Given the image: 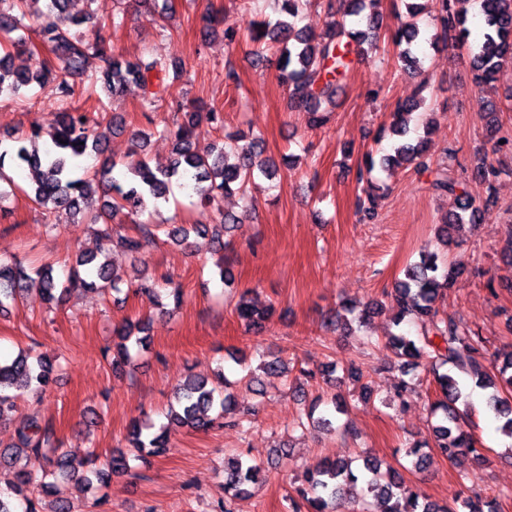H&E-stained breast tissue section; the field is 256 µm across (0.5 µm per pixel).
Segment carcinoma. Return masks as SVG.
I'll return each mask as SVG.
<instances>
[{
	"label": "carcinoma",
	"instance_id": "cac0c4a2",
	"mask_svg": "<svg viewBox=\"0 0 512 512\" xmlns=\"http://www.w3.org/2000/svg\"><path fill=\"white\" fill-rule=\"evenodd\" d=\"M76 0H0V41L13 48L27 49V42L18 31L24 20L37 23L36 34L52 58L43 60L31 69L15 65L11 52L0 54V92L18 95L33 83L44 86L54 84L62 98L74 94L68 75L76 72L88 59L98 60L91 75L93 86L117 95L130 84L138 85L150 102L159 101L167 91L166 80L182 72V64L167 61L149 54L133 60L114 53L108 42L101 38L89 39L71 32L55 21L58 15L67 14L74 25L93 20L90 11L70 13ZM302 0H282V17L274 22L250 21L240 30H218L216 16L203 18L206 35L222 32L225 41L232 45L245 40L259 43L268 39L282 45L280 50L279 79L288 88L289 107L309 115L313 125H323L329 120L328 107L335 103L341 78L352 63L351 55L367 57L378 46V30L382 15L380 0H341L345 5L341 18L331 14L322 35L297 27ZM407 19L397 16L398 25L392 42L398 48V59L409 70L421 68L423 44L439 48L447 43L465 49L471 56L473 81L479 91L493 87L498 74L512 66V0H480L484 16L482 41L470 42L471 31L466 13L455 9L458 0H426V6L416 0H404ZM420 86L415 95L395 104L388 131L396 138L391 152H368L364 167L357 171L358 211L363 219L371 221L377 216L379 201L386 188L372 177L375 168L389 169L395 165H413L420 171L434 173L430 189L439 196L453 197L454 209L442 224L437 226L439 241L447 246L453 231L460 225L474 222L478 211L477 200L468 189L469 182L485 187V202L493 201L494 182L498 169L486 157L465 169L467 177H454L448 169L433 166L425 136L418 133L417 111L424 99ZM174 112L172 123L166 124L159 134L173 141L169 165L152 168L142 155L149 133L132 134L130 159L125 162L126 173L119 179L113 176L117 163L104 159L99 165H81L85 158H98L104 152L107 134L90 124L83 112L65 111L58 114L49 137L52 147L40 151L36 143L43 137L42 128L33 125L27 134L13 138L9 148L0 151V181L11 182L5 172V161L15 169H28L35 178L30 199L45 211L55 213L81 211V201L93 194L106 197L103 208L86 213L85 223L97 224L108 216L116 220L120 215L138 226L135 238L119 236L117 245L138 253L154 244L156 225L142 219L149 206H158L167 200L172 182H190L193 189L208 201L239 194L247 196L248 187L262 175L272 179L278 174L273 159L263 156L262 140L255 137L245 143L240 139L213 143L200 153L194 150L193 141L202 127H216L223 123V116L214 108L207 110L182 103L170 105ZM236 218L224 217L222 224H174L167 232L169 239L178 246H188L190 234L212 233L219 247H224L223 236L229 232ZM461 274V269L434 252L423 253L418 261L404 270V278L390 293L397 312L395 327L410 321L422 326L420 336L414 338L399 330L391 332L385 346L400 360L406 371L413 360H427L435 383L436 398L431 402L432 414L437 422L432 426L434 447L416 443L407 450L415 457L414 467H426L432 453H437L453 463L470 457L477 464L488 463V458L477 448V441L468 429L469 394L466 381L486 393L487 404L496 418L502 421V430L512 436V349L498 353V364L485 365L484 341L476 335L454 312H440V303L447 296L448 288ZM123 278L113 267L108 252L79 253L69 277L59 281L53 266L42 265L32 269L18 260L0 262V309L18 302L24 292L35 290L42 300L58 303L74 290L83 289L103 294L122 292ZM238 315L245 325L259 331L272 315L273 309H258L252 301L241 295L236 305ZM379 303L371 301L359 311L343 306L336 313V321L349 330L352 324L362 323L376 313ZM146 323L139 319L128 321L114 329L117 342L113 343L112 367L121 368L130 358L128 342L142 349L149 346V337L143 335ZM52 364L45 353L21 351L16 356L0 359V424L10 419L16 411L18 392L32 391L44 394L51 388ZM236 382L225 374H218L212 382L195 375L186 376L175 388V404L170 407L169 426L152 431V425L137 420L131 422L128 451L113 452L107 466L113 473H124L130 468L129 460L147 462L161 457L170 450L171 427L205 430L212 426L209 413L222 418L232 412L233 388ZM322 400L312 402L306 421L319 426L333 424V414L320 413ZM20 465L12 494H0V512H42L40 495L49 494L53 480H73L77 484L96 490L104 481L105 472L92 467L82 471L71 465L61 451L52 423L29 418L15 430V442L0 452V465ZM263 464L237 454L228 458L224 468V492L231 500L251 496V489L264 476ZM466 474L460 475V489L452 503L442 506L432 501H419L410 492L401 474L388 465L371 457H364L361 472L356 473L352 462L344 460L319 461L308 467L300 484L292 487L286 501L289 512H342L352 488L358 481L365 484L364 492L385 504L381 512H484L479 496L466 494Z\"/></svg>",
	"mask_w": 512,
	"mask_h": 512
}]
</instances>
